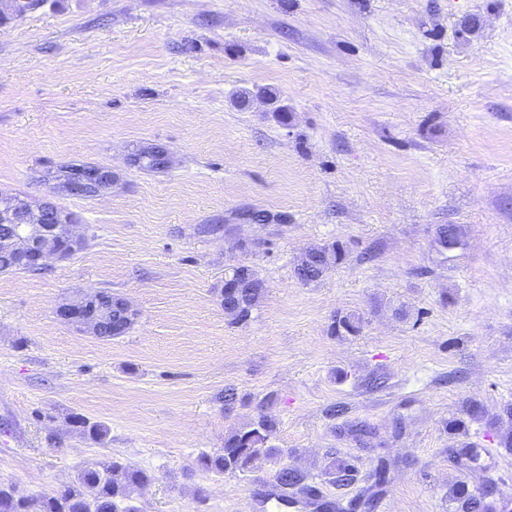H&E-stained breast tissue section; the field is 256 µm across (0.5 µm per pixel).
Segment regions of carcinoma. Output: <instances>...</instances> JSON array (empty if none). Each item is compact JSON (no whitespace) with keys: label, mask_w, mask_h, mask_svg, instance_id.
I'll list each match as a JSON object with an SVG mask.
<instances>
[{"label":"carcinoma","mask_w":512,"mask_h":512,"mask_svg":"<svg viewBox=\"0 0 512 512\" xmlns=\"http://www.w3.org/2000/svg\"><path fill=\"white\" fill-rule=\"evenodd\" d=\"M307 256L324 264V269L311 275L307 282H316L322 278L330 266L339 263L343 258L342 248L332 245H313L308 248ZM239 282L264 283L258 274L243 265L233 269L231 275L224 279V285L216 290L217 296L233 289ZM249 294L246 307L235 317L236 322H245L251 315L254 306L263 296V291L249 288L242 289ZM362 317L347 314L333 318L329 326L330 335L359 332ZM70 423L87 432L92 438L100 439L107 433L102 424H88L75 415ZM276 429V422L267 414L260 412L247 426L229 433L224 439L223 451L216 454H201L198 466L214 474L226 472H247L254 463L262 458L276 460L280 450L269 445V439ZM330 482L345 486L354 481L355 468L344 460L333 461L327 468ZM154 479V475L128 462L111 460L98 469H87L78 476L75 484L52 494L41 496H18L11 489L0 487V512H136L132 506L124 504L128 490L133 486H145ZM274 482L281 490L277 495L280 504L288 506L290 496H310L312 487L307 483V476L299 470H291L282 465L274 473ZM492 482L487 481L476 489L460 486L452 492L456 503V512H495L493 505L502 499L500 492L490 488Z\"/></svg>","instance_id":"carcinoma-1"}]
</instances>
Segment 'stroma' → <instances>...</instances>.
Wrapping results in <instances>:
<instances>
[{
	"label": "stroma",
	"instance_id": "stroma-1",
	"mask_svg": "<svg viewBox=\"0 0 512 512\" xmlns=\"http://www.w3.org/2000/svg\"><path fill=\"white\" fill-rule=\"evenodd\" d=\"M156 145L167 169L133 164ZM70 163L114 182L54 192ZM0 193L56 203L88 239L44 274H0V484L17 495L117 459L155 476L130 493L141 512H279L275 462L196 465L262 411L338 512H455L460 481L512 497V0H39L0 17ZM442 224L462 230L445 254ZM332 243L343 261L299 282L301 254ZM242 264L266 289L235 324L215 290ZM94 291L132 304L129 333L56 318ZM345 313L360 331L330 335ZM335 459L355 483H330Z\"/></svg>",
	"mask_w": 512,
	"mask_h": 512
}]
</instances>
